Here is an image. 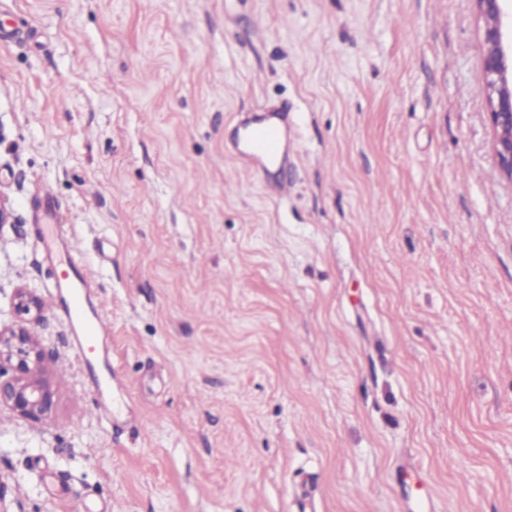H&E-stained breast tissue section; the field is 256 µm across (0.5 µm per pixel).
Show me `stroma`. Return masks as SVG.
Segmentation results:
<instances>
[{
    "instance_id": "obj_1",
    "label": "stroma",
    "mask_w": 512,
    "mask_h": 512,
    "mask_svg": "<svg viewBox=\"0 0 512 512\" xmlns=\"http://www.w3.org/2000/svg\"><path fill=\"white\" fill-rule=\"evenodd\" d=\"M0 301L54 413L0 410L5 512H512V182L472 0H0ZM288 108L268 173L228 150ZM84 247L116 399L47 306Z\"/></svg>"
}]
</instances>
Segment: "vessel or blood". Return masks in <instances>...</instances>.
Returning a JSON list of instances; mask_svg holds the SVG:
<instances>
[{"label":"vessel or blood","mask_w":512,"mask_h":512,"mask_svg":"<svg viewBox=\"0 0 512 512\" xmlns=\"http://www.w3.org/2000/svg\"><path fill=\"white\" fill-rule=\"evenodd\" d=\"M288 134V112L271 106L263 118L244 124L236 137L237 157L251 169L261 171L281 160ZM45 258L65 262L66 267L49 295L52 308L66 317L74 334V353L84 359L93 353L98 336L104 334L103 314L92 303V283L85 272L83 252L73 238L60 233L58 225L48 224L40 238Z\"/></svg>","instance_id":"vessel-or-blood-1"}]
</instances>
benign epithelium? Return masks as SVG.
<instances>
[{
  "label": "benign epithelium",
  "instance_id": "benign-epithelium-1",
  "mask_svg": "<svg viewBox=\"0 0 512 512\" xmlns=\"http://www.w3.org/2000/svg\"><path fill=\"white\" fill-rule=\"evenodd\" d=\"M484 44L483 91L493 129V151L503 177L512 182V19L505 0H473ZM15 320L0 325V407L24 420L51 418L53 392L42 380L47 354L30 323L41 303L26 289L13 298Z\"/></svg>",
  "mask_w": 512,
  "mask_h": 512
}]
</instances>
